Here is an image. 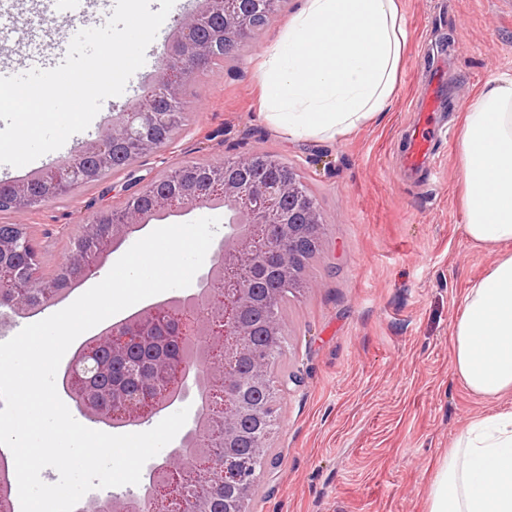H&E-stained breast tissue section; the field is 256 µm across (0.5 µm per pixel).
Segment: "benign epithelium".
I'll return each mask as SVG.
<instances>
[{"instance_id": "1", "label": "benign epithelium", "mask_w": 512, "mask_h": 512, "mask_svg": "<svg viewBox=\"0 0 512 512\" xmlns=\"http://www.w3.org/2000/svg\"><path fill=\"white\" fill-rule=\"evenodd\" d=\"M283 3L197 0L196 9L181 19L164 44L159 70L139 98L112 112L111 123L96 139L50 170L52 178L39 171L22 182H0V202L7 201L13 213L19 214L37 202L69 192L82 178L97 177L110 166L112 149L117 146L126 147L124 171L168 147L183 125L180 109L188 72L203 67L219 51L242 52L249 39L278 16ZM259 156L253 152L215 164L202 183L179 181L175 191L158 190V179L153 178L130 193V206L121 214L101 213L75 242L80 265L89 268L88 280L111 253L160 212L174 216L201 208L222 209L227 218L224 236L203 264L194 291L160 298L102 329L89 348L76 350L62 377V388L76 406L115 430L140 425L177 402H196L188 424L190 433L182 435L162 462L148 465L143 485L126 496L148 502L151 512H202L198 505L208 480L206 471H200L193 482L176 473L160 478L157 472L187 455L193 437L203 433L208 415L224 414V457L233 453L231 444L247 434L252 454L264 461L278 423L279 397L290 392V385L301 383L296 376L276 380L271 374L272 363L284 348L285 328L278 316L266 321L268 343H254L253 328L245 316L259 301L249 282L272 268L279 278L278 291L308 289L302 245L325 218L297 167L269 157L265 159L267 173L258 175L252 161ZM40 261L29 237L0 239V280L10 287H32ZM5 307L0 310V333L11 326L13 317L37 313L23 292ZM186 335L207 338L205 355L223 366V392H208L200 386V373L184 358ZM96 347L125 359L122 372L138 379L136 390L116 385L82 390L74 386L75 369L89 364ZM244 358L251 363L249 373L244 377L232 374ZM91 370L108 376L111 366L95 363ZM253 482L249 466L224 463V484L235 492L229 512H249Z\"/></svg>"}]
</instances>
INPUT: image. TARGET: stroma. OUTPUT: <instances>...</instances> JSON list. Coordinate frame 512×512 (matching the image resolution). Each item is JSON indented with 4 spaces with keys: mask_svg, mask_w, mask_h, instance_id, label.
I'll list each match as a JSON object with an SVG mask.
<instances>
[{
    "mask_svg": "<svg viewBox=\"0 0 512 512\" xmlns=\"http://www.w3.org/2000/svg\"><path fill=\"white\" fill-rule=\"evenodd\" d=\"M301 5L288 0L240 58L208 73L175 142L143 158L135 173L149 178L194 161L269 152L298 167L323 210L326 234L308 271L312 287L293 299L285 318L286 370L303 384L280 400L250 512H428L431 482L462 427L512 409V393L478 396L452 369L464 295L497 258L463 231L459 129L485 83L512 74V0H400L408 48L397 93L379 118L337 141L291 140L260 117L265 51ZM195 7L196 0H176L144 66L122 95L103 102L87 130L23 167L1 170L0 181H23L95 139L113 109L155 77L166 40ZM106 20L101 10L51 15L42 13L41 0H13L0 17V50L22 71L37 48ZM437 58L447 61L448 73L433 114L435 170L412 177L402 168L405 138L427 97L420 76ZM127 182L109 176L10 220L29 226L54 270L84 224L125 205Z\"/></svg>",
    "mask_w": 512,
    "mask_h": 512,
    "instance_id": "obj_1",
    "label": "stroma"
}]
</instances>
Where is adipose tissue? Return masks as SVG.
I'll return each mask as SVG.
<instances>
[{
	"label": "adipose tissue",
	"instance_id": "obj_1",
	"mask_svg": "<svg viewBox=\"0 0 512 512\" xmlns=\"http://www.w3.org/2000/svg\"><path fill=\"white\" fill-rule=\"evenodd\" d=\"M407 45L398 0H304L266 50V121L291 139H341L386 110ZM459 143L464 232L499 255L466 293L452 365L471 392L495 398L512 392V75L486 82ZM429 512H512V410L459 432Z\"/></svg>",
	"mask_w": 512,
	"mask_h": 512
}]
</instances>
